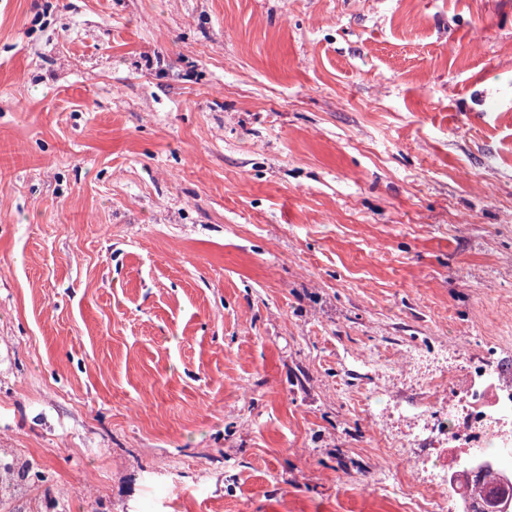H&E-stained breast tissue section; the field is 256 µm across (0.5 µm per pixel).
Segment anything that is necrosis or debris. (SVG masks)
<instances>
[{
	"label": "necrosis or debris",
	"mask_w": 512,
	"mask_h": 512,
	"mask_svg": "<svg viewBox=\"0 0 512 512\" xmlns=\"http://www.w3.org/2000/svg\"><path fill=\"white\" fill-rule=\"evenodd\" d=\"M409 419L429 450L436 479L413 482L429 512H467L479 491L504 490L496 512H512V360L489 351L464 369L428 378V392Z\"/></svg>",
	"instance_id": "necrosis-or-debris-1"
}]
</instances>
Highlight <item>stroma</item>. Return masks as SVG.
<instances>
[{
  "mask_svg": "<svg viewBox=\"0 0 512 512\" xmlns=\"http://www.w3.org/2000/svg\"><path fill=\"white\" fill-rule=\"evenodd\" d=\"M408 345L512 355V0H0V512H424ZM0 496L4 499H9L16 491V487L20 485L26 477H29L33 471V467L30 464H22L18 466L17 463L12 460H2L0 466Z\"/></svg>",
  "mask_w": 512,
  "mask_h": 512,
  "instance_id": "35a3bbf8",
  "label": "stroma"
}]
</instances>
